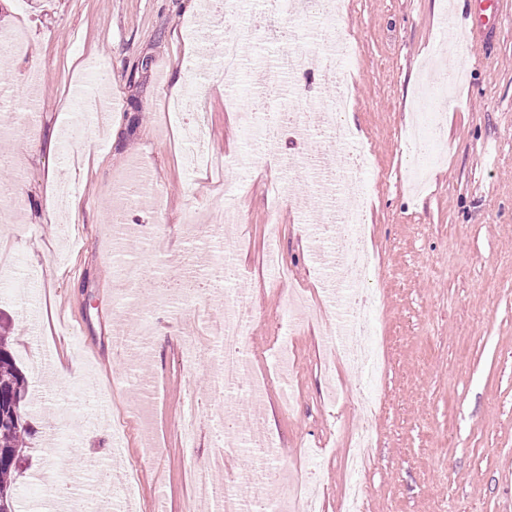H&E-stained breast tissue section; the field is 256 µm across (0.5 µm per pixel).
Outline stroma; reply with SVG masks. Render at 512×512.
I'll return each mask as SVG.
<instances>
[{
    "label": "stroma",
    "mask_w": 512,
    "mask_h": 512,
    "mask_svg": "<svg viewBox=\"0 0 512 512\" xmlns=\"http://www.w3.org/2000/svg\"><path fill=\"white\" fill-rule=\"evenodd\" d=\"M449 0H342L335 15L279 17L287 37L266 28L244 43L239 73L204 80L197 63L216 65L231 24L206 11L204 0H0V30L25 28L27 56L13 61L0 86L25 109L26 73L39 78L36 128L0 136V184L18 202L0 215V250L20 257L0 266V285L21 279L23 298L0 294V312L14 325L13 354L27 381L25 407L32 430L15 489L16 512H64L50 503L51 485L67 493H95L103 512H184L193 496L187 458L213 454L208 430L183 448L176 423L183 395L195 390L202 411L220 403L214 365L187 369L181 342L192 334L177 309L156 301V273L192 265L180 253L190 234L181 222L196 210L212 223L233 219L232 286L248 295L255 321L249 374L264 381L257 408L266 434L281 450L279 463L301 460L321 488L320 512H344L350 481L349 440L362 423L356 404L333 402V392L362 393L366 373L325 344L326 325L289 327L283 298L301 292L315 307L335 310L326 279L332 266L313 261L322 249L320 222L327 194L302 167L319 140L292 125L279 129L273 155L247 152L245 114L300 111L310 97H348L351 129L362 153L356 174L371 194L368 287L378 301L370 312L385 374L382 403L371 419L376 445L361 479L365 512H512V0H464L478 15L473 29L449 25ZM358 47L325 81L319 68L295 73V89L252 112L251 88L265 82L276 57L292 49L323 54L321 31ZM105 88L118 114L95 150L70 141L77 109L74 87ZM181 100L206 128L210 158L241 159L222 180L188 162L189 146L168 105ZM441 118L438 160L425 184L413 188L407 171L418 153L403 132L418 108ZM298 160L281 169L277 160ZM145 164L163 191L162 206L127 208L126 221L164 225L168 258L138 254L144 275L138 296L156 318L157 341L145 359L157 402L125 378L126 360L111 339L129 324L113 305L121 283L108 238L113 186ZM73 187L76 211L62 223L59 184ZM287 263L281 278L268 264L270 232ZM289 367L280 372L278 357ZM78 362L82 372L57 383L45 364ZM74 416L61 428L56 415ZM123 458L143 464L131 505L112 500L103 480Z\"/></svg>",
    "instance_id": "stroma-1"
}]
</instances>
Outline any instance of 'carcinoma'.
I'll use <instances>...</instances> for the list:
<instances>
[{"mask_svg": "<svg viewBox=\"0 0 512 512\" xmlns=\"http://www.w3.org/2000/svg\"><path fill=\"white\" fill-rule=\"evenodd\" d=\"M10 325L0 320V512H14L18 463L27 448L28 423L24 407L26 378L12 352Z\"/></svg>", "mask_w": 512, "mask_h": 512, "instance_id": "carcinoma-1", "label": "carcinoma"}]
</instances>
